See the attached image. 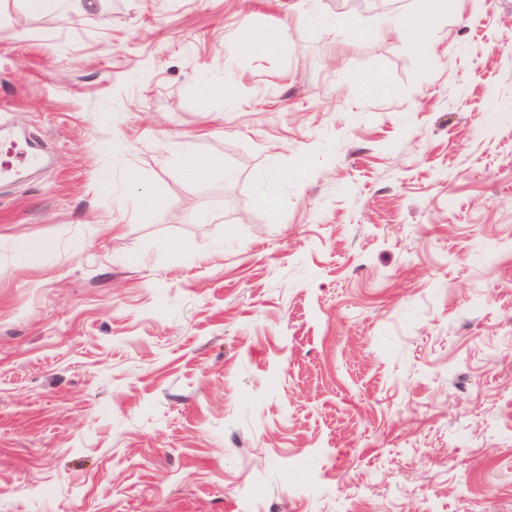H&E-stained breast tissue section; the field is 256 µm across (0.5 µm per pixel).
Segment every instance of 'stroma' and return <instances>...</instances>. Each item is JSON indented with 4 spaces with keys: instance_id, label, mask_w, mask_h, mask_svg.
I'll return each instance as SVG.
<instances>
[{
    "instance_id": "obj_1",
    "label": "stroma",
    "mask_w": 512,
    "mask_h": 512,
    "mask_svg": "<svg viewBox=\"0 0 512 512\" xmlns=\"http://www.w3.org/2000/svg\"><path fill=\"white\" fill-rule=\"evenodd\" d=\"M394 3L0 0V512H512V0ZM436 2L434 12L427 14H406L401 16L398 21L387 28V32L396 35L405 43L424 51L431 28L435 24L440 13L448 12L447 0H432ZM3 127L0 128V136H3ZM4 159L0 162V180L15 178L22 170L39 168L44 164L42 155L33 149L32 144L24 137L26 148H19L21 137L5 138Z\"/></svg>"
}]
</instances>
